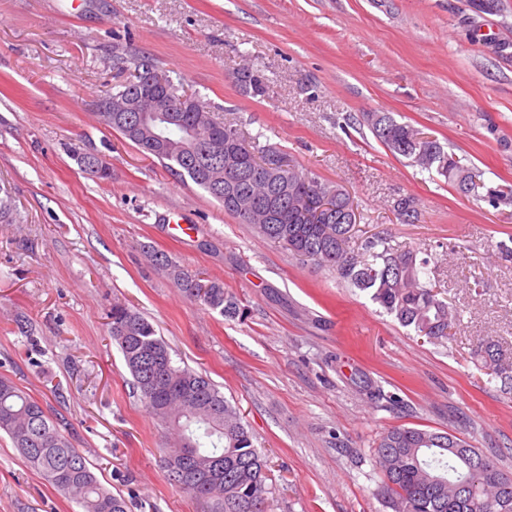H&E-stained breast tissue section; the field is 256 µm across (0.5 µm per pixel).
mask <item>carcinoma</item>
Listing matches in <instances>:
<instances>
[{
    "label": "carcinoma",
    "mask_w": 512,
    "mask_h": 512,
    "mask_svg": "<svg viewBox=\"0 0 512 512\" xmlns=\"http://www.w3.org/2000/svg\"><path fill=\"white\" fill-rule=\"evenodd\" d=\"M112 68L127 78L103 91L100 99L129 97L146 105L148 101L140 96L142 77L151 74L155 85L174 99L185 98L191 110L176 113L173 127L161 139L150 131L141 112L97 111L101 125L120 133L179 177L189 178L219 201L225 213L252 225L262 237L370 291L371 299L402 326L434 340L448 336L460 313L437 298L427 280L431 259H419L379 236L352 249L354 225L344 209H353V203L339 185L302 174L279 151L247 141L233 120L212 112L150 57L116 55ZM234 74L245 95H266L267 79L260 70L244 66ZM363 123L391 153L443 177L466 197L493 207L512 202V185L484 190L482 171L445 150L438 140H420L411 124L385 112L367 113ZM272 155L281 165L270 176L263 163ZM74 157L96 179L112 178L103 156L76 149ZM393 209L403 223L418 219L414 197L397 199ZM147 254L187 299L223 316L237 314V303L223 282L188 272L165 253L149 250ZM109 319V336L119 346L133 388L172 440L164 458L170 479L210 501L212 512H269L267 461L255 448L239 411L207 376L178 365L170 346L138 311L116 302ZM476 357L495 376L512 382V360L502 356L492 339L484 340ZM0 433L8 436L31 469L83 512H127L125 498L101 484L93 464L74 448L43 404L5 376H0ZM456 442L467 444L450 432L414 427H394L384 433L375 453L384 476L379 493L392 500L394 512H465L454 502L450 473L467 479L472 512H494L495 504L512 512V473L481 452L473 464H467L448 452Z\"/></svg>",
    "instance_id": "carcinoma-1"
}]
</instances>
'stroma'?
Segmentation results:
<instances>
[{
    "label": "stroma",
    "instance_id": "1",
    "mask_svg": "<svg viewBox=\"0 0 512 512\" xmlns=\"http://www.w3.org/2000/svg\"><path fill=\"white\" fill-rule=\"evenodd\" d=\"M143 53L247 138L337 183L355 240L431 252L459 309L447 339L402 327L369 292L304 263L97 124L116 53ZM261 69L265 98L233 68ZM388 112L512 185V0H0V376L46 405L131 512H208L164 467V430L107 331L113 302L207 374L268 465L272 512H392L385 430L447 431L512 469V388L475 357L512 354V203L491 207L390 153L363 126ZM112 166L99 182L68 152ZM421 217L400 223L395 199ZM223 281L241 313L190 301L145 249ZM0 512H81L0 434Z\"/></svg>",
    "mask_w": 512,
    "mask_h": 512
}]
</instances>
